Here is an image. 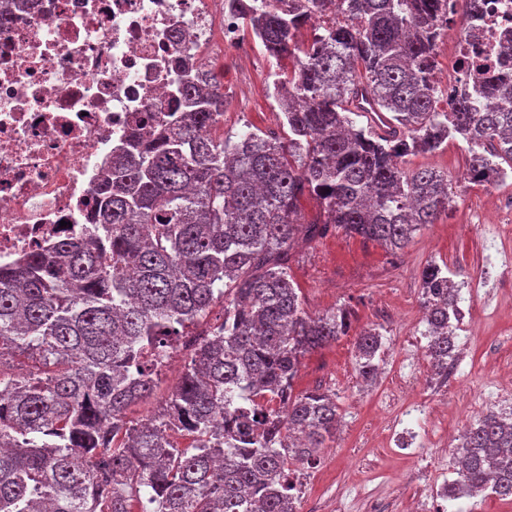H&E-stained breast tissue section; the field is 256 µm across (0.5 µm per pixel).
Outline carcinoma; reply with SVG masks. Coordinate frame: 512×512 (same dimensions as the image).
<instances>
[{
	"label": "carcinoma",
	"mask_w": 512,
	"mask_h": 512,
	"mask_svg": "<svg viewBox=\"0 0 512 512\" xmlns=\"http://www.w3.org/2000/svg\"><path fill=\"white\" fill-rule=\"evenodd\" d=\"M277 60L273 96L288 137L210 130L224 82L201 63L175 83L174 126L112 156L97 223L0 269V512H297L288 465L313 463L336 435V398L294 392L307 354L347 335L345 307L312 317L289 274L293 245L343 231L403 252L452 201L448 176L409 171L408 156L450 139L469 147L477 184L512 173V70L476 77L479 95L444 102L435 79L448 0H224ZM306 44L300 30L313 22ZM371 98L393 135L356 125ZM318 213L302 220L303 201ZM426 353L448 371L458 353L461 288L448 265L420 273ZM225 301L223 320L207 323ZM188 355L158 412L148 397L179 337ZM357 374L377 377L381 334L356 343ZM512 500V408L466 430L448 512L485 492Z\"/></svg>",
	"instance_id": "cac0c4a2"
}]
</instances>
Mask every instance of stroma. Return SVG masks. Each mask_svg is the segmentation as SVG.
<instances>
[{
	"label": "stroma",
	"instance_id": "obj_1",
	"mask_svg": "<svg viewBox=\"0 0 512 512\" xmlns=\"http://www.w3.org/2000/svg\"><path fill=\"white\" fill-rule=\"evenodd\" d=\"M224 82V133L244 127L285 136L283 115L273 96L276 61L257 46L249 65L232 50L210 58ZM468 150L449 141L435 154L407 157L410 170L434 168L447 174L453 201L438 221L423 228L400 255L378 243L333 232L291 253L290 273L304 307L322 314L340 306L350 312L347 336L305 357L296 392L314 389L337 396L341 427L326 441L301 494L300 512H412L432 491L456 476L457 445L464 431L490 410L512 407V281L485 301L480 282L496 250L512 252V179L475 185L465 177ZM431 261L447 263L465 301L459 322L461 352L447 373L397 391L410 372L411 357L424 350L420 272ZM367 328L379 329L383 347L380 373L364 383L355 370V340ZM186 362L174 355L154 392L133 406L131 419L154 414L171 394ZM448 415L426 428L418 455L387 442V415L398 405Z\"/></svg>",
	"mask_w": 512,
	"mask_h": 512
}]
</instances>
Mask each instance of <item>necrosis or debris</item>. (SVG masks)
<instances>
[{
	"label": "necrosis or debris",
	"mask_w": 512,
	"mask_h": 512,
	"mask_svg": "<svg viewBox=\"0 0 512 512\" xmlns=\"http://www.w3.org/2000/svg\"><path fill=\"white\" fill-rule=\"evenodd\" d=\"M224 0H14L0 12V269L92 224L102 170L145 113L171 120L186 57L223 54ZM449 95L512 62V0L449 36Z\"/></svg>",
	"instance_id": "4bbe7bcc"
}]
</instances>
